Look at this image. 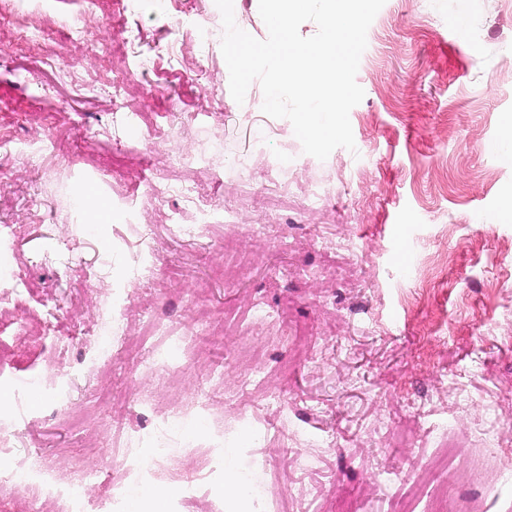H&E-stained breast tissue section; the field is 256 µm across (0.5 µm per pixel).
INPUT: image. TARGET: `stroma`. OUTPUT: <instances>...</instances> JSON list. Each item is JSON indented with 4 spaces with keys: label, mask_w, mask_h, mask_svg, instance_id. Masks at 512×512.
<instances>
[{
    "label": "stroma",
    "mask_w": 512,
    "mask_h": 512,
    "mask_svg": "<svg viewBox=\"0 0 512 512\" xmlns=\"http://www.w3.org/2000/svg\"><path fill=\"white\" fill-rule=\"evenodd\" d=\"M112 13L10 0L0 15V271L20 294L3 301L0 280V349L13 355L0 364V434L14 442L0 463L27 461L62 486L87 477L91 512H110L122 481L132 496L174 485L164 512H222L228 458L267 488L249 512H403L430 498L512 512V153L500 146L512 0H386L356 76V148L323 161L262 112L259 83L233 99L215 0L131 12L112 0ZM38 18L56 54L20 44ZM114 52L127 70L117 92ZM191 173L211 211L193 237L176 230L184 201L150 194ZM310 191L322 196L312 209ZM340 238L356 251L324 248ZM91 266L95 283L73 273ZM149 317L188 341L170 357L177 381L150 366L155 341L132 353L105 342ZM175 410L170 467L124 479L113 420L146 460ZM286 432L295 452L280 447ZM449 437L502 479L434 468Z\"/></svg>",
    "instance_id": "obj_1"
}]
</instances>
